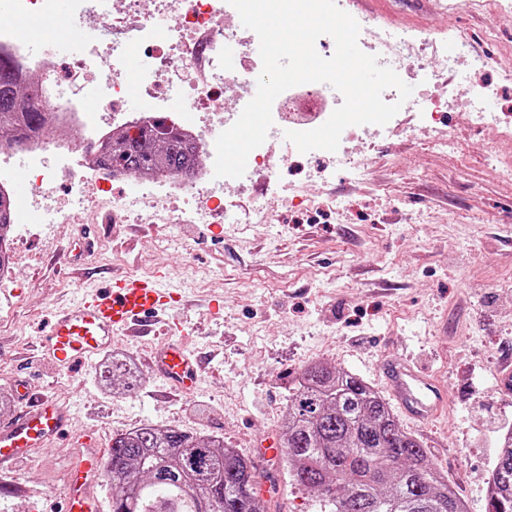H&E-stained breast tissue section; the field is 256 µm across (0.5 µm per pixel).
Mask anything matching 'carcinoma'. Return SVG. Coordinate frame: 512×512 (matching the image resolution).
I'll use <instances>...</instances> for the list:
<instances>
[{"instance_id":"cac0c4a2","label":"carcinoma","mask_w":512,"mask_h":512,"mask_svg":"<svg viewBox=\"0 0 512 512\" xmlns=\"http://www.w3.org/2000/svg\"><path fill=\"white\" fill-rule=\"evenodd\" d=\"M23 84L14 63L0 57V136L17 143L38 135L47 121L24 97ZM196 156L192 140L159 126L104 144L100 163L128 173L161 167L181 177ZM12 227V201L0 197V271L9 265ZM101 378L123 391L139 383L117 359ZM282 431L291 480L319 493L330 512H466L420 441L354 374L310 364L289 389ZM103 483L112 490V512H269L253 465L223 439L177 427L146 423L113 437ZM489 504V512H512V432L499 442Z\"/></svg>"}]
</instances>
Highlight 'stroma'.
Returning <instances> with one entry per match:
<instances>
[{
	"label": "stroma",
	"mask_w": 512,
	"mask_h": 512,
	"mask_svg": "<svg viewBox=\"0 0 512 512\" xmlns=\"http://www.w3.org/2000/svg\"><path fill=\"white\" fill-rule=\"evenodd\" d=\"M348 11L379 27L419 31L440 46L453 26L484 55L512 54V18L489 37L480 15L452 9L451 0H349ZM448 116L458 141L450 154L436 150L433 136L414 134L408 106L393 131L348 139L352 156L370 160L365 180L340 173L318 193L303 163L274 188L258 178L225 188L238 224L220 216L163 224L179 202L158 197L145 206L160 223L110 224V205L100 203L92 213L99 242L82 255L84 269L101 281L162 272L194 302L185 330L213 358L189 396L155 399L160 383L144 347L121 339L115 348H131L140 368L133 392L108 390L96 361L74 377L52 370L32 346L52 307L75 296L65 272L68 245L86 227L42 224L18 233L12 279L0 282V388L13 391L26 378L69 408L74 429L0 470L1 483L19 488L0 495V512H61L85 433L105 453L113 435L146 423L223 438L253 459L270 512H321V496L294 485L283 460L257 459L254 445L278 437L288 389L311 363L336 365L378 390L377 370L393 356L425 364L444 382L447 413L402 427L421 441L467 512H487L495 435L512 427V395L497 389L499 366L512 356V181L492 168L465 97L449 103ZM260 207L274 223H255ZM214 294L224 297L219 316L208 308Z\"/></svg>",
	"instance_id": "stroma-1"
}]
</instances>
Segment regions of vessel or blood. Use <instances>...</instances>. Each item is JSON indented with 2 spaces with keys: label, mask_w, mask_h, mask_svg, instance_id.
Returning <instances> with one entry per match:
<instances>
[{
  "label": "vessel or blood",
  "mask_w": 512,
  "mask_h": 512,
  "mask_svg": "<svg viewBox=\"0 0 512 512\" xmlns=\"http://www.w3.org/2000/svg\"><path fill=\"white\" fill-rule=\"evenodd\" d=\"M65 52L83 45L88 31L68 23L58 27ZM81 297L71 307L52 309L37 349L54 370L75 373L76 369L111 348L114 339L140 343L156 337L147 362L162 384L166 396L189 394L200 385L207 367L205 354L181 333L182 313L189 302L179 286L156 277L122 275L107 284L92 287L80 278ZM169 332L159 340V332ZM380 373L400 412L417 422H427L444 408L441 386L421 366L402 358L387 360ZM17 391L25 407L13 420L0 426V467L24 461L32 449L49 446L70 433L68 409L45 394L32 393L26 384ZM102 476L98 454H90L74 468L63 492L65 512H101L102 506L91 487Z\"/></svg>",
  "instance_id": "b4317fda"
}]
</instances>
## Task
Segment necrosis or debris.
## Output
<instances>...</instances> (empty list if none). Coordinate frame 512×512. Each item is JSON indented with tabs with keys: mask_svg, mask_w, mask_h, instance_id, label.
I'll return each mask as SVG.
<instances>
[{
	"mask_svg": "<svg viewBox=\"0 0 512 512\" xmlns=\"http://www.w3.org/2000/svg\"><path fill=\"white\" fill-rule=\"evenodd\" d=\"M70 18L89 28L116 29L115 37L93 43L82 53L66 56L55 40L40 47L20 38L9 25H0V56L10 59L28 80L33 102L46 106L49 122L42 134L16 146L0 144V195L10 196L17 171H24L35 192L27 209L26 223L69 222L73 209L91 208L97 198L108 195L116 177L100 166L98 148L113 133L129 126L151 128L155 123L174 129L198 143V160L193 176L184 180L156 171L128 176L140 194H165L190 199L189 208L170 213V224L204 223L220 210L224 221L237 223L234 212L224 208V189L231 178H215V146L205 136L204 124L191 122L187 110L205 113L207 121L233 124L235 115L226 111L225 93L236 102L246 98L255 74L253 65L228 76L220 63L224 47L236 46L242 56L250 54V37L241 36L237 10L227 0H69ZM365 36L383 46L378 63L396 72L415 71L423 85L434 84L437 70L428 56L425 37L404 30H376L372 19L360 20ZM133 32L137 63L128 69L127 49L121 38ZM452 46L447 69L456 81L446 95H428L414 114L413 130L420 135L436 133L440 151L456 150L454 135L445 133L447 97H465L468 119L491 136L493 142L512 141V109L498 106L502 81L512 82V56L486 57L476 54L469 35L449 28ZM499 72L501 82H475L476 70ZM136 80L151 105L142 112H128L124 102L129 80ZM101 103L97 112L87 111V95ZM337 94L326 83H306L290 88L274 101L272 110L294 130L322 125L336 107ZM315 166L310 180L324 187L345 170L351 180L365 179L368 163L351 158L346 149L310 153ZM74 166L96 183V197L85 196L82 182L71 184V199L59 202L54 195L59 167Z\"/></svg>",
	"mask_w": 512,
	"mask_h": 512,
	"instance_id": "4bbe7bcc",
	"label": "necrosis or debris"
}]
</instances>
